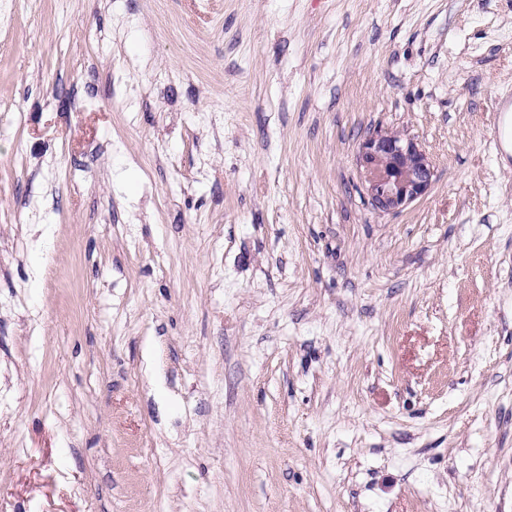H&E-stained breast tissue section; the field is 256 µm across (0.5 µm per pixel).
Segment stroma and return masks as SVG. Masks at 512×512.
<instances>
[{
	"label": "stroma",
	"instance_id": "35a3bbf8",
	"mask_svg": "<svg viewBox=\"0 0 512 512\" xmlns=\"http://www.w3.org/2000/svg\"><path fill=\"white\" fill-rule=\"evenodd\" d=\"M507 92L512 0H0V512H512ZM357 169L369 204L381 214L400 212L423 198L436 177L415 137L381 125L358 143Z\"/></svg>",
	"mask_w": 512,
	"mask_h": 512
}]
</instances>
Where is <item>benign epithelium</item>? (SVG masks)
<instances>
[{
	"mask_svg": "<svg viewBox=\"0 0 512 512\" xmlns=\"http://www.w3.org/2000/svg\"><path fill=\"white\" fill-rule=\"evenodd\" d=\"M357 169L369 204L381 214L407 208L435 181L433 163L417 139L381 125L358 143Z\"/></svg>",
	"mask_w": 512,
	"mask_h": 512,
	"instance_id": "obj_1",
	"label": "benign epithelium"
}]
</instances>
